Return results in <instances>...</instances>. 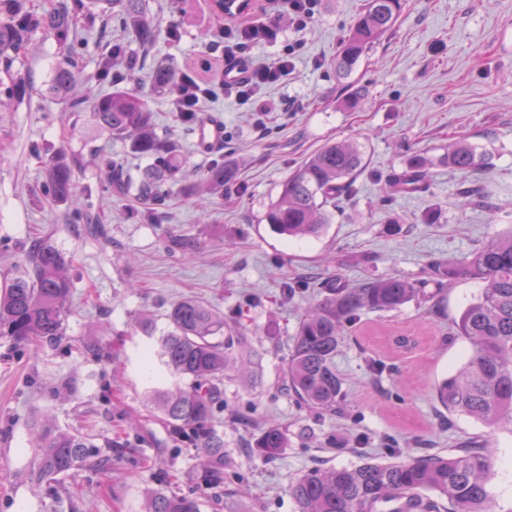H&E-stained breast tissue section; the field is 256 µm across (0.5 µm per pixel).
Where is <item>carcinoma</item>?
<instances>
[{
  "label": "carcinoma",
  "mask_w": 512,
  "mask_h": 512,
  "mask_svg": "<svg viewBox=\"0 0 512 512\" xmlns=\"http://www.w3.org/2000/svg\"><path fill=\"white\" fill-rule=\"evenodd\" d=\"M98 2L57 0L55 7L34 14L25 9L23 0H0V60L9 62L35 30L66 42L73 16L93 11ZM109 2L129 23L141 47L154 44L158 30L145 16L144 0ZM403 8L404 0H367L336 58L340 78H348L361 56L391 31ZM175 80L174 70L167 66L153 73V86L159 91H168ZM76 85L77 73L65 58L55 69L50 95L75 112L88 109L102 130L149 160L137 182L116 161L102 165L115 194L135 193L145 201L148 218L159 221L173 186L185 176L178 145L156 133L153 112L139 96L119 89L98 95L90 87L76 95ZM364 160L362 146L355 141L324 146L291 172L267 208L265 222L289 238L319 236L336 211L337 195L351 190ZM446 160L448 167L460 171H486L492 166L489 154L466 140L451 143ZM425 176L426 160L414 154L395 174L391 187L414 192L422 188ZM43 177L52 201L73 199V168L65 153L44 160ZM199 177L207 191L222 193L224 186L234 182L235 170L217 160ZM67 265L65 255L49 239L30 244L23 271L4 279L0 289V338L37 349L64 336L71 294ZM447 277L450 281L475 280L482 288L455 321L457 335L470 343L472 353L455 374L437 385L435 395L449 413L469 416L494 429L512 421V230L448 267ZM421 293L423 289L396 277L356 288L325 289L294 336L282 375L284 390L311 410L336 412L345 396L336 355L347 325L363 311L394 310ZM141 327L155 341L156 356L167 374L187 381L186 387L174 389L159 382L147 391V399L176 435L201 441L199 484L218 487L224 483L229 461L224 435L213 424V410L223 398L229 372L238 364L256 365L245 351L246 329H224L223 314L194 300L175 304L161 332L147 319ZM32 434L36 451L30 477L38 484L50 483L75 467L107 461L83 435L62 429L48 418L34 420ZM286 447L287 430L270 421L256 439L253 453L269 460ZM490 464L488 450L477 446L461 448L448 457L365 461L340 468L315 466L291 486L290 494L297 512H381L391 504L396 505L393 512H490ZM145 512H199V506L194 499L169 491L149 494Z\"/></svg>",
  "instance_id": "carcinoma-1"
}]
</instances>
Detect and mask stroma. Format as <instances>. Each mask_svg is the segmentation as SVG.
Returning a JSON list of instances; mask_svg holds the SVG:
<instances>
[{"instance_id":"stroma-1","label":"stroma","mask_w":512,"mask_h":512,"mask_svg":"<svg viewBox=\"0 0 512 512\" xmlns=\"http://www.w3.org/2000/svg\"><path fill=\"white\" fill-rule=\"evenodd\" d=\"M159 36L147 49L129 25L98 7L75 46L80 86L122 88L146 96L159 135L180 149L186 175L175 185L167 217L149 223L142 204L118 198L91 152L121 162L139 176L147 161L109 137L90 112H72L48 88L65 57L55 37L34 33L9 66L0 65V278L23 261L30 237L50 238L70 263L71 312L62 338L40 351L0 339V512H144L159 490L196 492L202 457L181 441L145 399L147 344L139 329L150 319L164 329L172 305L208 303L227 326L246 324L259 358L256 381L224 383L215 415L232 460L224 486L230 496L198 494L201 512H295L290 486L314 463L348 466L370 457L448 455L488 444V486L495 512H512V423L496 429L451 416L436 385L471 353L454 320L479 292L477 282L437 278L491 237L512 231V0H405L393 29L361 57L348 82L334 61L365 0H319L302 36L295 69L269 86L267 112L231 97L205 100L200 120H220L232 140L202 149L196 124L182 121L169 94L150 91L157 66L182 73L196 67L225 23L211 0H146ZM138 66L100 60L113 46ZM23 80L28 94L3 96ZM364 95L349 105V85ZM464 138L495 155L484 173L448 168L450 142ZM354 139L366 152L354 195L337 199L321 237L288 240L262 219L289 173L324 145ZM64 151L73 166L74 201L45 194L42 162ZM415 153L425 156L427 187L385 199L381 189ZM217 157L235 166L236 185L212 195L198 175ZM97 215L87 235L76 211ZM398 277L424 291L386 312H365L348 327L336 357L345 398L336 414L300 407L281 386L288 348L324 287L354 288ZM309 285L286 294L299 278ZM409 336L412 349L395 346ZM46 415L75 429L111 458L104 469L80 467L55 489L29 478L34 450L28 425ZM288 431V446L272 460L249 446L268 420Z\"/></svg>"}]
</instances>
